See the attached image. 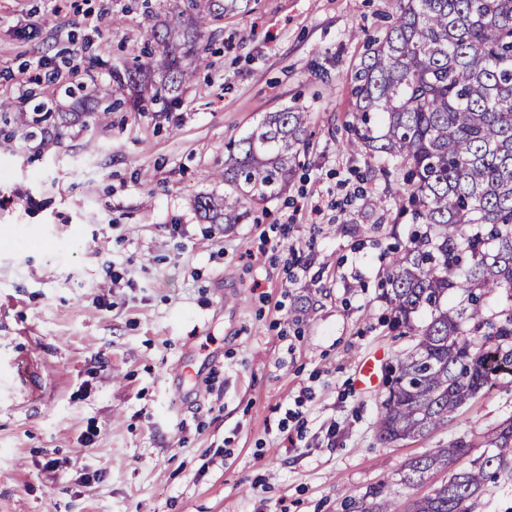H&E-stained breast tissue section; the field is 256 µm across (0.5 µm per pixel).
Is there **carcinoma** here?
I'll list each match as a JSON object with an SVG mask.
<instances>
[{
	"label": "carcinoma",
	"mask_w": 512,
	"mask_h": 512,
	"mask_svg": "<svg viewBox=\"0 0 512 512\" xmlns=\"http://www.w3.org/2000/svg\"><path fill=\"white\" fill-rule=\"evenodd\" d=\"M187 2L177 22L152 27L158 79L143 80L135 56L98 93L138 86L141 102L167 111L194 78L204 30L250 0ZM370 44L351 73L346 148L370 153L385 173L405 169L401 200L420 224L382 282L392 328L414 337L392 368L375 423L390 444L424 435L512 374V306L485 316L489 298L512 300V0H399L394 22ZM309 137L302 110L270 113L228 151L224 197L199 196L196 209L213 224L239 223L287 190ZM486 447L459 470L453 465L470 448L462 440L409 461L405 485L451 469L409 512H470L467 503H477L488 482L512 478V417ZM355 512L397 508L376 489Z\"/></svg>",
	"instance_id": "obj_1"
}]
</instances>
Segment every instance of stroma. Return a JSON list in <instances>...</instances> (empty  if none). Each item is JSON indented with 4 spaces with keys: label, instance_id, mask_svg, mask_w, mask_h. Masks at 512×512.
I'll use <instances>...</instances> for the list:
<instances>
[{
    "label": "stroma",
    "instance_id": "35a3bbf8",
    "mask_svg": "<svg viewBox=\"0 0 512 512\" xmlns=\"http://www.w3.org/2000/svg\"><path fill=\"white\" fill-rule=\"evenodd\" d=\"M183 8L0 0V99L69 115L46 142L0 135V512H343L379 486L408 507L448 477L402 484L408 460L481 456L512 380L392 444L385 387L357 384L365 355L411 344L380 297L412 230L403 175L343 146L350 72L398 0H251L204 33L169 111L77 107L70 88L111 84ZM286 107L310 132L287 193L255 222L200 217L229 144Z\"/></svg>",
    "mask_w": 512,
    "mask_h": 512
}]
</instances>
